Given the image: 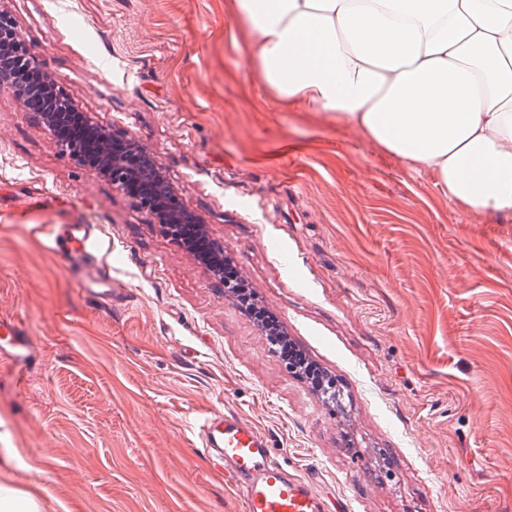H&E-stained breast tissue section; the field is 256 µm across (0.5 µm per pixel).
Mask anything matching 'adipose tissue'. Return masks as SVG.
<instances>
[{"mask_svg":"<svg viewBox=\"0 0 512 512\" xmlns=\"http://www.w3.org/2000/svg\"><path fill=\"white\" fill-rule=\"evenodd\" d=\"M279 99L512 218V0H232Z\"/></svg>","mask_w":512,"mask_h":512,"instance_id":"ef3b65f1","label":"adipose tissue"}]
</instances>
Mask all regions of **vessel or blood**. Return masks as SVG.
I'll return each instance as SVG.
<instances>
[{"label": "vessel or blood", "instance_id": "b4317fda", "mask_svg": "<svg viewBox=\"0 0 512 512\" xmlns=\"http://www.w3.org/2000/svg\"><path fill=\"white\" fill-rule=\"evenodd\" d=\"M81 284L100 297L112 294V278L85 265ZM32 358L31 340L12 319L0 316V353ZM194 430L219 472L237 490L243 512H328L317 478L288 471L272 456L267 438L237 410H209Z\"/></svg>", "mask_w": 512, "mask_h": 512}]
</instances>
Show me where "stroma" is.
I'll return each mask as SVG.
<instances>
[{
    "mask_svg": "<svg viewBox=\"0 0 512 512\" xmlns=\"http://www.w3.org/2000/svg\"><path fill=\"white\" fill-rule=\"evenodd\" d=\"M32 63L144 146L290 338L329 406L218 278L0 90V486L39 512H242L193 432L250 418L348 512H512V219L354 127L279 100L231 0H0ZM110 274L86 293L72 225ZM8 352L15 358L31 359L34 348L31 340L12 319L0 316V353Z\"/></svg>",
    "mask_w": 512,
    "mask_h": 512,
    "instance_id": "obj_1",
    "label": "stroma"
}]
</instances>
